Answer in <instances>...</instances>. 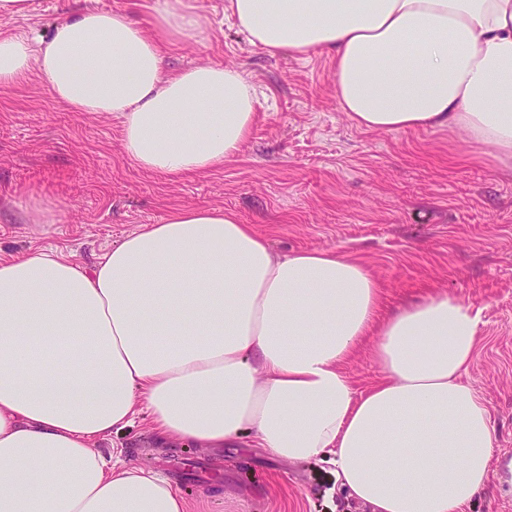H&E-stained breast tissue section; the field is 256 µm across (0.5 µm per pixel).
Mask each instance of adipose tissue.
Masks as SVG:
<instances>
[{
  "instance_id": "1",
  "label": "adipose tissue",
  "mask_w": 512,
  "mask_h": 512,
  "mask_svg": "<svg viewBox=\"0 0 512 512\" xmlns=\"http://www.w3.org/2000/svg\"><path fill=\"white\" fill-rule=\"evenodd\" d=\"M250 46L327 51L336 100L368 131L439 129L512 172V0H227ZM188 0L80 8L47 36L0 30V91L31 78L73 112L119 121L123 155L161 176L236 159L257 99L238 69H167L205 35ZM479 322L440 291L382 315L379 287L333 250L274 253L213 205L170 209L93 263L0 258V512H185L171 481L97 443L147 416L158 442L327 458L369 512H464L495 433L462 381ZM372 340L380 379L346 362Z\"/></svg>"
}]
</instances>
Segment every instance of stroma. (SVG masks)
Returning <instances> with one entry per match:
<instances>
[{
    "label": "stroma",
    "mask_w": 512,
    "mask_h": 512,
    "mask_svg": "<svg viewBox=\"0 0 512 512\" xmlns=\"http://www.w3.org/2000/svg\"><path fill=\"white\" fill-rule=\"evenodd\" d=\"M191 2L209 19L206 38L181 44L168 62L230 65L254 86L258 118L240 156L212 172L149 175L123 156L110 115L69 111L37 80L0 93V256L59 249L91 263L169 208L208 204L234 210L276 253L334 249L361 261L385 308L454 293L479 319L463 381L489 406L493 465L503 467L512 460V174L496 168L491 147L445 130L358 128L336 102L329 55L269 56L237 32L225 0ZM125 4L31 0L0 27L37 37L71 8ZM27 194L60 221L5 218ZM100 449L168 477L186 512H365L335 491L326 461L288 464L247 437L217 449L160 446L140 418Z\"/></svg>",
    "instance_id": "1"
}]
</instances>
